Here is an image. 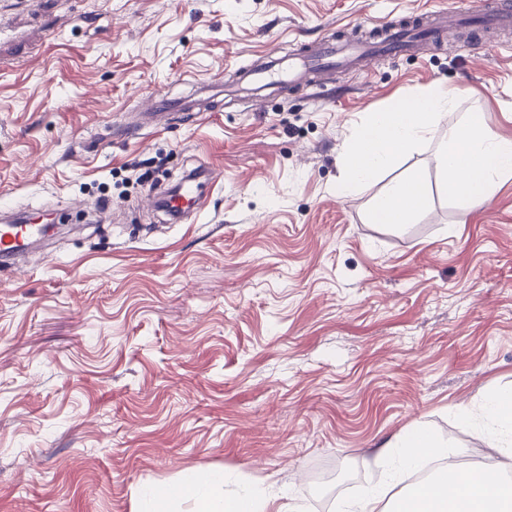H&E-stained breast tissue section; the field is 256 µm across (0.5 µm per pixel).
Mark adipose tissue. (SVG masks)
<instances>
[{
    "label": "adipose tissue",
    "mask_w": 512,
    "mask_h": 512,
    "mask_svg": "<svg viewBox=\"0 0 512 512\" xmlns=\"http://www.w3.org/2000/svg\"><path fill=\"white\" fill-rule=\"evenodd\" d=\"M450 105L447 91L433 87L372 113L358 126L346 152L347 174L339 181V189L351 194L374 180L440 124ZM437 159L448 176L449 191L469 206H480L501 179L512 176V140L492 135L472 119L449 129L438 147ZM425 202L423 177L417 173L392 181L375 199L372 217L379 224H404ZM487 414L482 421L467 410L461 418L488 439L496 454L511 459L512 390L493 393L487 401ZM381 453L389 460L384 481L360 497L342 502L339 512H512V484L496 470L460 476L467 493L458 499L427 483L408 493L399 490L401 474L418 466L423 457L447 459L455 453L450 441L426 426L396 436ZM223 487V474L204 478L188 474L163 488L145 491V512H176L187 499L194 500L196 512H274L279 498L278 492L267 488L227 495Z\"/></svg>",
    "instance_id": "ef3b65f1"
}]
</instances>
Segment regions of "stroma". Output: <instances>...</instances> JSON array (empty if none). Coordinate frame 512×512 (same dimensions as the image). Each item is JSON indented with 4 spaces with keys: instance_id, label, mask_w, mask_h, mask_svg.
<instances>
[{
    "instance_id": "35a3bbf8",
    "label": "stroma",
    "mask_w": 512,
    "mask_h": 512,
    "mask_svg": "<svg viewBox=\"0 0 512 512\" xmlns=\"http://www.w3.org/2000/svg\"><path fill=\"white\" fill-rule=\"evenodd\" d=\"M470 2L0 0V205L103 212L0 267V512H136L188 472L336 512L416 425L460 470L512 479L456 417L512 388V177L472 208L436 158L475 114L512 139V28L477 48L452 29L450 53L380 56L324 89H234L268 52ZM435 85L454 102L430 138L339 194L357 127ZM152 98L198 109L152 121ZM141 161L224 181L178 223ZM415 172L425 207L374 223Z\"/></svg>"
}]
</instances>
